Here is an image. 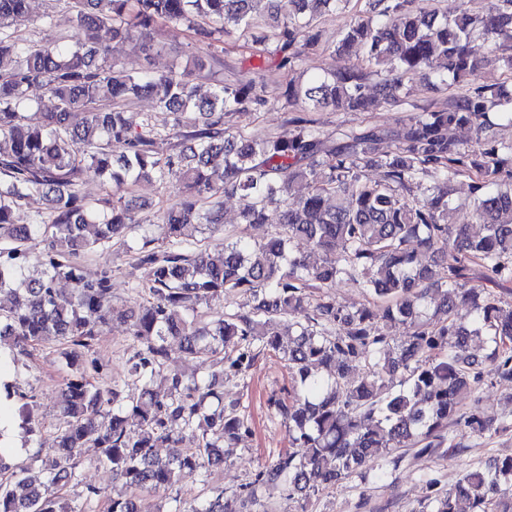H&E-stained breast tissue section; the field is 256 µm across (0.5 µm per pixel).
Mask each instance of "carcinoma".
<instances>
[{
  "instance_id": "1",
  "label": "carcinoma",
  "mask_w": 512,
  "mask_h": 512,
  "mask_svg": "<svg viewBox=\"0 0 512 512\" xmlns=\"http://www.w3.org/2000/svg\"><path fill=\"white\" fill-rule=\"evenodd\" d=\"M349 0H72L76 39L55 37L34 42L23 37L21 22L29 0H0V353L27 354L53 336L70 373L61 389L62 423L54 447L30 457L45 481L16 494L26 468L0 452V512H87L93 500L104 512H139L143 492H166L185 470H198L203 484L224 465L222 448H231L250 431L238 404H224V378L245 374L258 357L280 351L287 332L293 346L284 353L290 388L273 401L288 428L291 448L263 466L240 496L254 498L256 487L282 484L288 496L305 504L311 494L353 472L397 464L399 448H441L448 422L481 434L476 413L459 414L458 397L488 373L512 380V306H501L469 289L463 297L472 311L470 325L451 319L468 264L479 260L494 275L512 276V189L499 176L512 170V142L483 136L489 114L512 125V91L498 83L470 78L489 66L512 70V0H489L482 15L462 8L441 17L418 0H367L337 50L356 44L363 61L384 78L367 91L359 72L323 70L306 81L281 87L285 108L308 111L334 108L366 112L380 102H403L405 82L431 73L463 90L445 107L429 110L401 134L399 145L381 153L382 136L351 134L338 143L313 121L292 120L287 137L258 138L228 126L241 110L270 104L264 77L245 84L217 85L200 95L186 71L158 72L125 68L112 58L107 40L139 39L153 47L156 26L183 23L216 43L234 31L252 33L255 42L275 43L278 65L294 67L301 50L322 38L318 19ZM33 85L45 87L51 106L32 123L26 111L41 108L30 98ZM141 97L172 115V131H158L145 119L133 127L126 108ZM453 126H470L476 146L463 147L448 137ZM180 139L161 156L157 143ZM383 170L364 181L362 167ZM434 174L429 186L416 183ZM473 175V206L479 231L448 223L452 176ZM89 177L112 183V198L96 206L81 192ZM174 188L181 202L159 211L160 235L146 231L136 249L143 269L147 303L136 309L112 306V274H91L81 256L104 249L139 223L136 210L148 205L133 196L141 182ZM303 182L307 192L294 197ZM420 193H405L412 184ZM40 195L50 215L17 224L14 209ZM243 202L245 224H265L275 209L280 231L261 243L225 236L220 255L190 241L193 228L211 240L223 233L224 197ZM38 231L51 234L39 277L25 274L24 243ZM296 238L309 240L318 260L296 254ZM430 252L421 265L408 243ZM346 277L376 297L372 307L349 310L326 292ZM64 278L69 295L55 287ZM321 295L312 299L310 290ZM440 295L436 309L444 319H423L427 298ZM247 301L236 311H216L204 321L203 309L231 294ZM115 321L127 325L137 349L127 374L141 383L125 396L118 382L93 385L100 371L90 357L97 337ZM402 323L407 336L397 340L388 329ZM179 338L186 357L209 358L208 375L167 369V341ZM480 339L490 353L478 358L470 343ZM371 359L372 369L349 378L352 363ZM403 371L399 388L386 376ZM0 404L19 405L18 428L36 434L33 391L3 383ZM190 435L193 448H179ZM101 449L99 462L120 483L116 494L94 486L81 499L61 490L81 484L82 450ZM170 449L165 459L155 449ZM297 448L307 449L302 455ZM470 512H512V456L488 467L464 470L455 484L434 494L428 512H458L460 500ZM174 512H236L224 492Z\"/></svg>"
}]
</instances>
